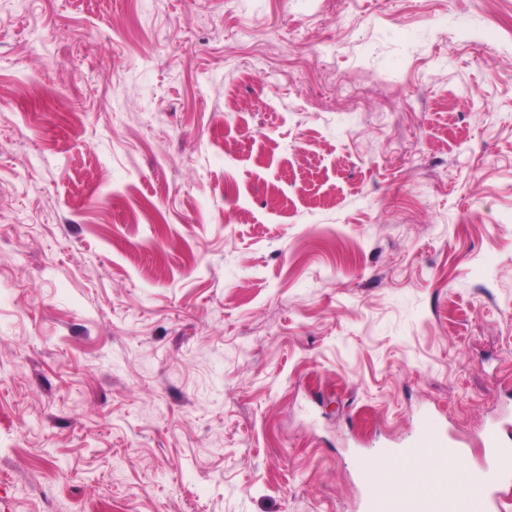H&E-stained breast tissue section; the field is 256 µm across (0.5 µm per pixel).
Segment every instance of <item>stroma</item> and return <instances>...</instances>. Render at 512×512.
I'll return each instance as SVG.
<instances>
[{"instance_id":"35a3bbf8","label":"stroma","mask_w":512,"mask_h":512,"mask_svg":"<svg viewBox=\"0 0 512 512\" xmlns=\"http://www.w3.org/2000/svg\"><path fill=\"white\" fill-rule=\"evenodd\" d=\"M512 420V0H0V512H359Z\"/></svg>"}]
</instances>
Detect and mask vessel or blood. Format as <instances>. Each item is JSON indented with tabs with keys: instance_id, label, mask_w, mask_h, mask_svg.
Returning a JSON list of instances; mask_svg holds the SVG:
<instances>
[{
	"instance_id": "1",
	"label": "vessel or blood",
	"mask_w": 512,
	"mask_h": 512,
	"mask_svg": "<svg viewBox=\"0 0 512 512\" xmlns=\"http://www.w3.org/2000/svg\"><path fill=\"white\" fill-rule=\"evenodd\" d=\"M480 447L489 449L498 458L499 470L496 483L512 482V448L507 447L500 439L498 430L488 428L478 435ZM431 449V468L433 481L427 494L398 501L383 494L382 477L371 468L362 471L363 496L362 512H502L500 500L492 494H485L482 500H461L448 493V459L460 455L458 444L449 438L446 431L438 428H424L420 431V439L411 448H393L389 457L399 458L406 469H415L420 462L424 449Z\"/></svg>"
}]
</instances>
